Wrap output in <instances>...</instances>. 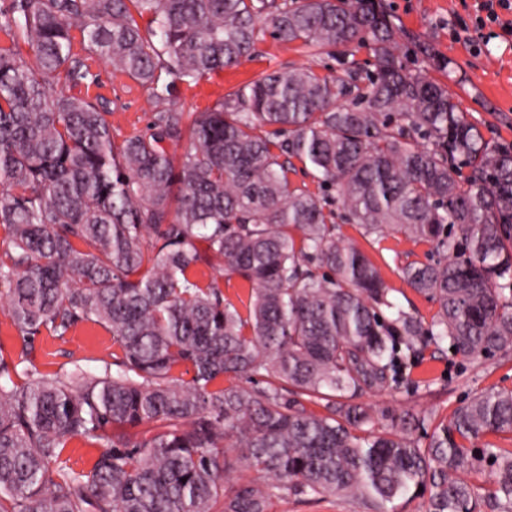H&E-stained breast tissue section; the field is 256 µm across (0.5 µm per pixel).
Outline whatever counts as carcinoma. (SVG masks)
<instances>
[{
    "label": "carcinoma",
    "instance_id": "obj_1",
    "mask_svg": "<svg viewBox=\"0 0 512 512\" xmlns=\"http://www.w3.org/2000/svg\"><path fill=\"white\" fill-rule=\"evenodd\" d=\"M266 30L312 51L367 45L375 70L276 69L205 112L176 106L181 85L240 64ZM0 31L7 316L23 336L93 322L113 347L101 370L63 374L0 352V512H270L335 495L387 512L425 493L427 512H512V453L473 445L512 433L511 390L462 401L424 444L426 418L377 430L361 402L399 389L403 360L431 343L512 351V150L409 66L384 10L7 0ZM97 60L147 88L145 131L119 141L107 100L51 93L97 84ZM296 160L320 192L289 180ZM337 202L367 238L433 247L404 268L438 305L431 321L336 235ZM204 267L250 286L246 311ZM77 438L104 444L87 471L63 459ZM487 461L486 501L461 473Z\"/></svg>",
    "mask_w": 512,
    "mask_h": 512
}]
</instances>
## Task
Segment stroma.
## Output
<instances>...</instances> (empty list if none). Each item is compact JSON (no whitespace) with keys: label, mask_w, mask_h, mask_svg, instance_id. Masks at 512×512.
Returning a JSON list of instances; mask_svg holds the SVG:
<instances>
[{"label":"stroma","mask_w":512,"mask_h":512,"mask_svg":"<svg viewBox=\"0 0 512 512\" xmlns=\"http://www.w3.org/2000/svg\"><path fill=\"white\" fill-rule=\"evenodd\" d=\"M402 37L400 44L412 68L426 71L448 87L469 120L484 137L505 149L512 148V35L485 40L475 25L482 0H380ZM308 67L319 74L344 75L338 53H316L300 44H285L264 37L253 55L199 84L183 87L177 105L186 112H204L234 94L243 84L275 68ZM92 70L99 83L76 87V94L99 95L109 100L110 120L116 138L145 130L151 106L148 91L138 81L96 62ZM337 234L357 246L379 268L394 301L405 311L431 321L435 303L417 293L404 279L402 269L431 257V247L392 233L381 241L365 238L358 225L337 223ZM0 297V354L9 360L30 359L40 372L63 373L82 367L97 370L112 354V335L104 327L82 322L58 338L41 331L26 339L11 325ZM409 391L366 396L374 412L393 415L435 412L451 416L465 397L487 390L512 389V352L485 358H464L447 347L428 346L422 356L407 362ZM271 512H368L366 506L344 497L311 502L290 496L274 500Z\"/></svg>","instance_id":"1"}]
</instances>
